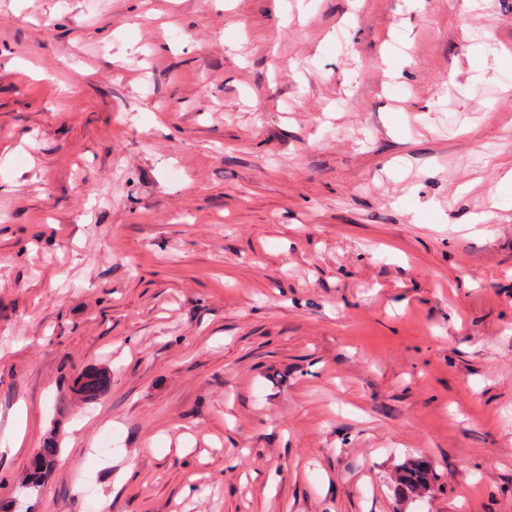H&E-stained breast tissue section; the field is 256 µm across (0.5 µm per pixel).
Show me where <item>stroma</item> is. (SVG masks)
Masks as SVG:
<instances>
[{
  "instance_id": "obj_1",
  "label": "stroma",
  "mask_w": 512,
  "mask_h": 512,
  "mask_svg": "<svg viewBox=\"0 0 512 512\" xmlns=\"http://www.w3.org/2000/svg\"><path fill=\"white\" fill-rule=\"evenodd\" d=\"M511 171L512 0H0V508L512 512ZM112 383L110 367L87 368L79 372L73 380L71 392L79 401L95 404ZM58 447L59 446L57 442L53 439H50L45 443L43 448H39V451L32 461L27 482L24 485L26 489H35L41 485V482L44 479L47 471L44 472L40 468V463H54L60 451V448ZM391 483L400 499L410 501L426 499L436 489L435 472L430 462L414 456L397 466Z\"/></svg>"
}]
</instances>
